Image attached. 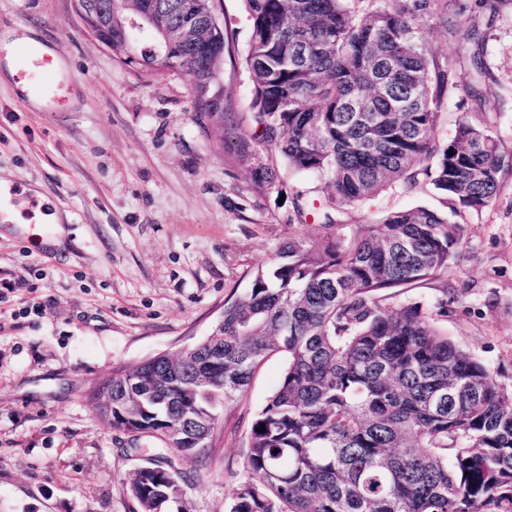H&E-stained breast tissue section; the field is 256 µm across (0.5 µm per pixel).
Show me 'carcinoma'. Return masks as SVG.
I'll return each mask as SVG.
<instances>
[{
    "mask_svg": "<svg viewBox=\"0 0 512 512\" xmlns=\"http://www.w3.org/2000/svg\"><path fill=\"white\" fill-rule=\"evenodd\" d=\"M100 1L112 7L113 55L171 68L160 39L138 47L126 23L167 0ZM243 2L254 133H238L237 156L254 161L267 185L278 174L253 142L296 173L327 177L325 202L312 209L298 194L293 208L299 221L313 210L328 232L283 243L251 288L224 301L197 353L112 371L114 391L131 378L151 382L128 395L133 408L112 407V428L132 449L149 440L202 456L183 410L217 422L218 407L243 396L258 364L282 352L288 366L252 422L229 512H512V392L436 326L448 316V289L431 312L386 304L397 289L448 272L470 219L512 175V148L482 91L493 80L488 30L512 0ZM430 27L472 43L468 69L433 52ZM226 46L220 30L205 61L187 42L168 55L200 112L211 94L198 81L217 83ZM462 91L465 116L443 141L439 118ZM421 185L441 208L390 211L343 232L346 210ZM189 485L161 462L123 489L138 512H185Z\"/></svg>",
    "mask_w": 512,
    "mask_h": 512,
    "instance_id": "cac0c4a2",
    "label": "carcinoma"
}]
</instances>
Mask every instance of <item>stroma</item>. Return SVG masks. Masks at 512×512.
Here are the masks:
<instances>
[{
    "instance_id": "1",
    "label": "stroma",
    "mask_w": 512,
    "mask_h": 512,
    "mask_svg": "<svg viewBox=\"0 0 512 512\" xmlns=\"http://www.w3.org/2000/svg\"><path fill=\"white\" fill-rule=\"evenodd\" d=\"M229 45L219 86L226 111L247 115L252 80L243 63L250 23L242 0L218 9ZM34 31L64 63L54 108L17 99L0 72V183H25L67 236L48 245L42 216L0 222V512H133L122 485L158 460L151 443L102 421L89 393L98 379L207 336L232 291H246L288 238L322 235L294 218L292 199L322 200L324 177L280 166L261 186L252 167L220 145L174 70L143 72L113 57L85 30L74 0H0V33ZM484 89L512 144V13L489 31ZM431 187L383 193L349 210L364 224L388 210L436 206ZM454 293L438 325L512 391V178L472 219L469 244L444 275ZM287 357L255 369L237 403L218 411L206 458L175 453L193 478L190 512H229L243 475L254 415L279 386Z\"/></svg>"
}]
</instances>
